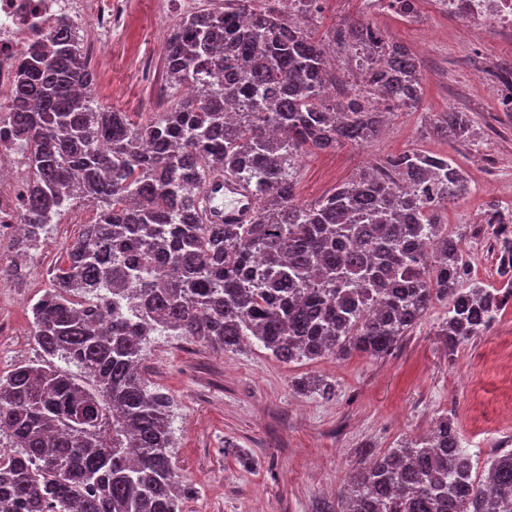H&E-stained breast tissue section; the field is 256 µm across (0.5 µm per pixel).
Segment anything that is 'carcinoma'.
<instances>
[{
    "label": "carcinoma",
    "instance_id": "carcinoma-1",
    "mask_svg": "<svg viewBox=\"0 0 512 512\" xmlns=\"http://www.w3.org/2000/svg\"><path fill=\"white\" fill-rule=\"evenodd\" d=\"M314 16L277 0H224L180 21L167 42L173 86L194 94L136 122L93 97L80 39L50 32L24 62L0 146L28 160L24 235L79 202L92 223L30 305L43 353L0 376V512H185L193 490L172 466L171 397L141 373L150 336L233 351L255 339L284 363L391 354L435 303L456 348L512 305V217L489 225L498 288L468 285L462 239L442 215L463 191L448 156L410 149L309 203L295 173L310 150L363 146L384 113L419 106L422 62L370 22L314 36ZM366 53L362 83L329 96V45ZM437 132L469 134L464 112ZM106 150L101 151L97 144ZM231 177L257 206L247 224H215L207 180ZM80 369L76 376L55 364ZM453 419L346 472L315 512H512V450L473 475Z\"/></svg>",
    "mask_w": 512,
    "mask_h": 512
}]
</instances>
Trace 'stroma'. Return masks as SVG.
I'll return each mask as SVG.
<instances>
[{
  "instance_id": "stroma-1",
  "label": "stroma",
  "mask_w": 512,
  "mask_h": 512,
  "mask_svg": "<svg viewBox=\"0 0 512 512\" xmlns=\"http://www.w3.org/2000/svg\"><path fill=\"white\" fill-rule=\"evenodd\" d=\"M127 17L106 40L93 43L107 68H96L95 101L132 118H148L181 100L165 76L166 40L181 20L178 0H125ZM419 20L389 11L374 24L412 50L421 62L424 92L417 110L390 116L385 130L363 147L311 151L296 173V196L310 202L358 175L369 164L419 148L451 157L469 181V193L449 204L448 229L461 235L470 281L499 286L501 277L482 217L496 209L512 214V112L500 109L494 77L512 57L495 32L468 33L419 0ZM468 113L473 136L452 141L434 135L433 115ZM93 210L75 206L49 225L27 263L23 280L11 283L0 305V375L41 350L31 334L28 304L48 288L53 270ZM447 315L437 303L390 356L356 355L284 363L250 344L216 352L187 340L154 342L142 363L150 386L173 400L175 470L196 495L186 512H312L335 498L341 478L372 454L426 436L451 414L465 448L478 461L512 449V375L491 359L512 343V308L484 336L448 350L438 330ZM319 377L336 386L332 400L297 391L300 378ZM232 442L256 465L241 468L225 453Z\"/></svg>"
}]
</instances>
